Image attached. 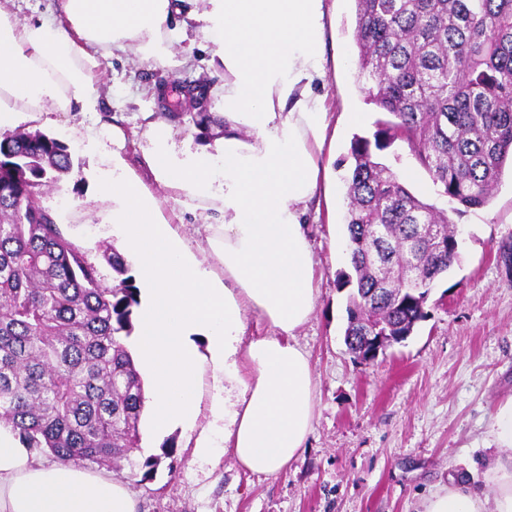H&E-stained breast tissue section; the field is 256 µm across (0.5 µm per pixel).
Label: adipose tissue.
<instances>
[{
  "instance_id": "1",
  "label": "adipose tissue",
  "mask_w": 512,
  "mask_h": 512,
  "mask_svg": "<svg viewBox=\"0 0 512 512\" xmlns=\"http://www.w3.org/2000/svg\"><path fill=\"white\" fill-rule=\"evenodd\" d=\"M205 2L194 20L224 69L214 105L223 133L180 142L171 125L150 119L142 160L181 209L215 210L219 223L204 224L192 251L138 178L113 173L100 195L142 296L132 350L150 376L153 426L194 424L198 373L208 363L219 380L212 414L223 441L201 437L196 460L224 451L245 470L274 475L304 451L316 414L313 367L295 333L317 300L310 206L332 186L324 154L329 5ZM180 11L181 0H60L55 24L19 21L0 2V131L54 111L95 116L92 69L132 46L142 60L165 61V46L187 37L171 23ZM201 252L223 277L198 260ZM249 309L268 335L244 339ZM486 443L498 451L493 494L458 482L433 492L424 512H512V399L492 413ZM0 512H136V500L113 474L36 461L0 427Z\"/></svg>"
}]
</instances>
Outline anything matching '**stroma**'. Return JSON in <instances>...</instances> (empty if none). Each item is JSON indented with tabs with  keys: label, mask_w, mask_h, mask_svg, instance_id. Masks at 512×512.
Returning a JSON list of instances; mask_svg holds the SVG:
<instances>
[{
	"label": "stroma",
	"mask_w": 512,
	"mask_h": 512,
	"mask_svg": "<svg viewBox=\"0 0 512 512\" xmlns=\"http://www.w3.org/2000/svg\"><path fill=\"white\" fill-rule=\"evenodd\" d=\"M354 28V0H333L325 40L330 58L326 105L336 120L328 150L338 203L323 207L308 226L318 297L314 313L295 336L314 368V431L299 457L275 475L246 471L228 454L197 462L195 440L211 422L213 372L203 368L195 430L143 432L133 454L137 470L116 471L134 493L137 512H423L430 492L451 480L492 488L486 473L494 452L483 439L490 415L512 398V272L500 259L503 247L512 246V173H504L488 206L452 214L461 232L463 261L434 283L426 316L412 335L387 347L373 363L356 359L344 343L350 290L337 279L351 265L346 245H332L329 226L345 221L343 178L349 169L342 161L350 142L356 135L372 136L383 114L368 101L365 81L358 76ZM170 51L171 66L140 60L134 49L103 60L92 71L102 94L97 116L57 112L46 129L68 145L76 169L46 189L41 204L57 215L64 235L97 264L109 286L119 277L101 258L100 245L110 235L99 181L111 175L112 165L95 161L89 139H74L70 131L119 126L123 139L116 150L126 172L143 182L163 217L195 245L205 217L180 213L150 178L140 150L143 115L164 117L156 88L185 78L218 87L224 76L211 64V44L187 39ZM353 106L367 114L366 124L357 129L345 121ZM377 158L395 174L411 171L409 188L448 209L447 198L403 141H394ZM150 457L159 464L148 472L143 463Z\"/></svg>",
	"instance_id": "35a3bbf8"
}]
</instances>
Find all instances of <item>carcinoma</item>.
Masks as SVG:
<instances>
[{
    "mask_svg": "<svg viewBox=\"0 0 512 512\" xmlns=\"http://www.w3.org/2000/svg\"><path fill=\"white\" fill-rule=\"evenodd\" d=\"M358 68L392 119L351 141L347 250L356 288L344 342L373 329L411 335L434 282L460 264L447 212L412 193L376 152L401 139L448 203L481 208L512 158V0H355ZM68 146L0 133V426L64 464L106 467L140 447L146 397L125 339L138 289L95 264L39 202L73 173Z\"/></svg>",
    "mask_w": 512,
    "mask_h": 512,
    "instance_id": "cac0c4a2",
    "label": "carcinoma"
}]
</instances>
